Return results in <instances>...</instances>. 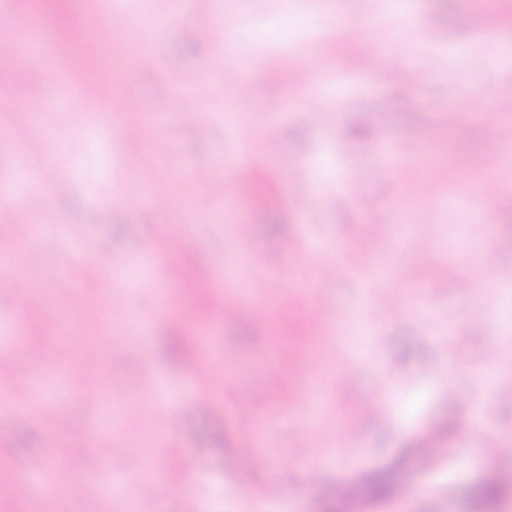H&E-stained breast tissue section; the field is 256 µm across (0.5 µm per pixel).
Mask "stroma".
<instances>
[{
	"label": "stroma",
	"mask_w": 512,
	"mask_h": 512,
	"mask_svg": "<svg viewBox=\"0 0 512 512\" xmlns=\"http://www.w3.org/2000/svg\"><path fill=\"white\" fill-rule=\"evenodd\" d=\"M169 2L67 6L71 24L123 57L131 38L147 42L153 66L124 67L112 87L137 99V142L123 114L81 94L82 69L49 86L14 56L28 20L62 38L51 6H0L11 20L0 26V187L22 169L43 180L37 209L0 223L17 278L31 252L41 273L36 307L0 292V339L19 323L30 349L29 368L0 363V392L11 396L0 404V468L41 457L61 465L71 490L53 502L44 485L0 482V512H185L190 498L197 512H479L475 486L512 470V457L491 464L475 452L483 436L512 433V334L499 317L512 297V112L496 137L482 118L512 85V8L411 0L372 28L387 0H186L177 12ZM433 18L440 33L418 42L415 20ZM205 22L224 26L238 66L198 39ZM366 41L404 58L399 77L366 72ZM201 87L192 125L183 92ZM20 110L31 122H15ZM218 173L226 202L189 213L184 199L206 194ZM476 179L492 185L491 216L473 202ZM146 192L173 202L148 207ZM300 196L308 209L294 207ZM20 224L31 236L17 235ZM468 245L492 251L494 269L466 260ZM79 251L80 283L67 272ZM259 285L265 308L214 322L225 289ZM114 286L120 310L107 298ZM394 297L401 313L370 320L369 306ZM489 368L500 375L493 387ZM30 377L45 413L25 406ZM85 381L126 385L119 411L105 416ZM459 389L469 406L451 401ZM372 402L386 419L342 442L339 427ZM244 405L264 424L253 454L239 450ZM472 408L483 418L474 434L464 425ZM168 413L165 432L157 417ZM107 423L126 449L101 460L108 482L85 465ZM305 434L311 447L299 445ZM388 468L409 480L408 496L347 498ZM270 483L277 498L262 493Z\"/></svg>",
	"instance_id": "35a3bbf8"
}]
</instances>
